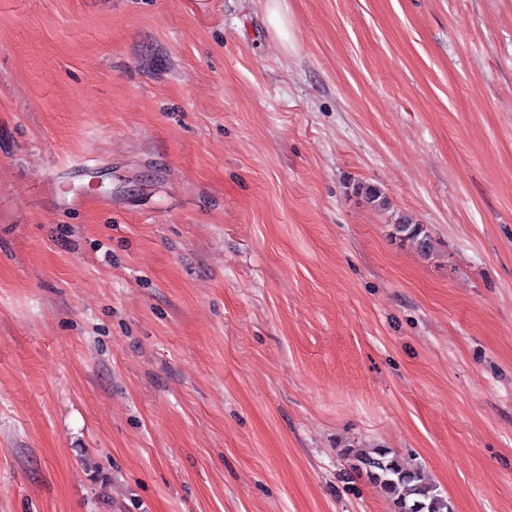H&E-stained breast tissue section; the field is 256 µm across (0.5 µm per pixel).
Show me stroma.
I'll return each instance as SVG.
<instances>
[{
	"label": "stroma",
	"mask_w": 512,
	"mask_h": 512,
	"mask_svg": "<svg viewBox=\"0 0 512 512\" xmlns=\"http://www.w3.org/2000/svg\"><path fill=\"white\" fill-rule=\"evenodd\" d=\"M349 448L512 512V0H0V512H394ZM391 238L408 244L422 258L430 259L437 253V243L424 224L415 223L406 215H398L391 226Z\"/></svg>",
	"instance_id": "1"
}]
</instances>
